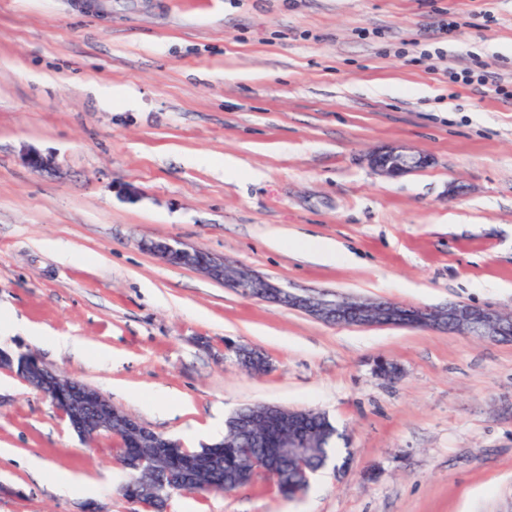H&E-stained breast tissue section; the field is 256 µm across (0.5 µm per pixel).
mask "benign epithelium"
Returning <instances> with one entry per match:
<instances>
[{
	"label": "benign epithelium",
	"mask_w": 512,
	"mask_h": 512,
	"mask_svg": "<svg viewBox=\"0 0 512 512\" xmlns=\"http://www.w3.org/2000/svg\"><path fill=\"white\" fill-rule=\"evenodd\" d=\"M371 168L386 177H400L428 167L431 157L407 148L386 145L373 151L368 158ZM24 164L34 172L51 167L52 158L36 150L23 154ZM150 253L165 264L197 270L209 278L238 289L247 296L264 302H277L291 309L330 324L358 327L407 326L432 330L461 332L485 342H500L512 338V314L470 304H450L445 308L412 307L395 302H374L361 299H328L325 295H299L275 284L271 279L226 263L224 260L197 248L186 247L169 240H150L145 243ZM0 369L17 370L30 387L46 398L62 405L61 412L73 431L81 436L90 430L117 428L129 441V471L132 480L120 487L121 495L129 502L138 501L140 489L134 476L154 470L153 458L141 451L144 444L168 451L179 443L147 428L98 390L80 384L68 376L45 366L37 357L23 361L0 350ZM310 412L286 409L271 404H258L233 417L231 428L238 435L261 432L266 435L268 457L277 461L290 456L292 448H307L311 431L305 427ZM196 471L182 468L166 471L160 481L174 491H187L195 484Z\"/></svg>",
	"instance_id": "obj_1"
}]
</instances>
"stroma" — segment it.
<instances>
[{
  "label": "stroma",
  "mask_w": 512,
  "mask_h": 512,
  "mask_svg": "<svg viewBox=\"0 0 512 512\" xmlns=\"http://www.w3.org/2000/svg\"><path fill=\"white\" fill-rule=\"evenodd\" d=\"M434 47L512 81V0H0V304L50 337L0 349L188 449L261 403L325 412L344 435L347 472L303 494L261 475L167 512H512V342L328 324L144 247L178 240L298 293L511 313L512 96L448 83L420 58ZM388 144L432 163L382 177L367 156ZM29 149L53 170L28 168ZM275 229L353 259L310 262ZM230 342L269 370L242 369ZM120 444L82 441L0 370V512H138ZM57 473L95 494H59Z\"/></svg>",
  "instance_id": "1"
}]
</instances>
